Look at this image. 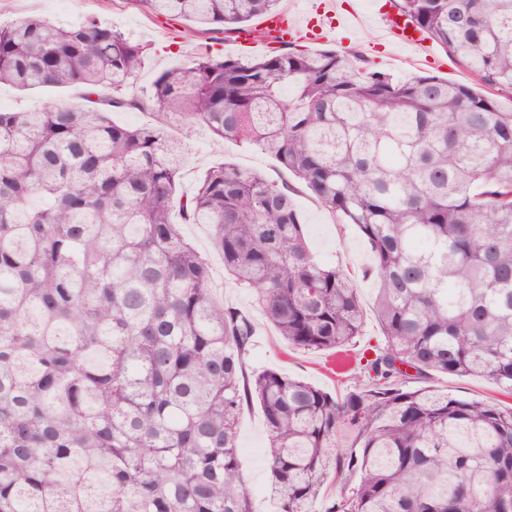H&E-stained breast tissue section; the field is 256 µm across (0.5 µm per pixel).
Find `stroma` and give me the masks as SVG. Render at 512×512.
Here are the masks:
<instances>
[{"instance_id":"stroma-1","label":"stroma","mask_w":512,"mask_h":512,"mask_svg":"<svg viewBox=\"0 0 512 512\" xmlns=\"http://www.w3.org/2000/svg\"><path fill=\"white\" fill-rule=\"evenodd\" d=\"M353 2L358 13L365 15L364 24L351 30H337L335 36L317 42H298V49L309 52L320 49L354 50L399 78L419 73L459 83H471L469 71L436 44H429L427 52L420 56L400 48L381 49L378 45L375 15L386 0ZM27 15L38 16L55 26H71L94 17L144 46L142 66L132 88L133 94L140 97L150 95L153 80L159 72L175 65L190 67L201 50L208 48L212 52L243 60L252 59L258 54L257 49L240 47L234 38L224 33L211 30L204 32L186 20L154 16L143 0H0V23ZM80 99L81 92L77 89L22 92L8 85L0 86L2 111L34 110L52 103L77 102ZM227 158L241 166L258 170L275 181L287 176L286 171L264 152L243 148L228 140H215L207 130L200 128L185 140L184 190H191L201 172ZM297 203L309 241L319 258L358 275L356 286L367 313L364 336L355 339L347 349L349 359H356L368 343L381 337L379 325L371 311L376 284L373 279L360 275L361 270L371 262L370 253L352 226L335 221L308 194H298ZM180 230L207 259L217 297L252 311L257 332L256 348L249 361L250 368H272L305 379L335 396L345 395L349 391L352 382L345 370L336 365L333 352L300 351L288 346L267 325L261 312L255 311L251 294L235 288L224 274V260L212 246L208 225L184 224ZM411 386L415 389L434 387L462 399H494L504 404L512 402L511 393L483 378L436 374L425 380H412ZM239 431L241 460L252 493L254 512H276V504L267 492L269 475L263 455L267 437L259 406H252L242 413Z\"/></svg>"}]
</instances>
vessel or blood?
Returning a JSON list of instances; mask_svg holds the SVG:
<instances>
[{
    "label": "vessel or blood",
    "mask_w": 512,
    "mask_h": 512,
    "mask_svg": "<svg viewBox=\"0 0 512 512\" xmlns=\"http://www.w3.org/2000/svg\"><path fill=\"white\" fill-rule=\"evenodd\" d=\"M348 17L337 10L334 0H312L303 20H295L288 15L268 17L261 26L271 37H283L284 40L307 38L319 40L321 32L335 30L336 26L346 25ZM383 37L414 50H425L427 40L423 33L405 21L396 13L388 11L378 17Z\"/></svg>",
    "instance_id": "b4317fda"
}]
</instances>
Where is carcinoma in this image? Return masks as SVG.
Masks as SVG:
<instances>
[{
    "mask_svg": "<svg viewBox=\"0 0 512 512\" xmlns=\"http://www.w3.org/2000/svg\"><path fill=\"white\" fill-rule=\"evenodd\" d=\"M235 33L279 0H143ZM477 86L354 52L213 55L126 97L143 46L95 18L0 24V85L84 90L0 111V512H253L239 419L259 405L277 512H512V406L407 388L512 387V0H393ZM157 124L121 126L114 108ZM270 154L180 190L185 135ZM306 191L371 254L384 342L338 398L249 369L256 324L217 299L172 220L207 224L224 272L296 348L364 335L353 274L309 248ZM407 384L412 389L434 387L462 399H494L500 403H512L511 395L502 387L483 378L447 376L434 374L428 379H411Z\"/></svg>",
    "mask_w": 512,
    "mask_h": 512,
    "instance_id": "carcinoma-1",
    "label": "carcinoma"
}]
</instances>
